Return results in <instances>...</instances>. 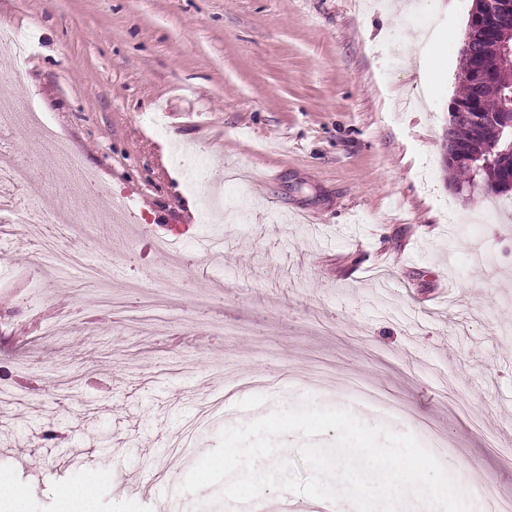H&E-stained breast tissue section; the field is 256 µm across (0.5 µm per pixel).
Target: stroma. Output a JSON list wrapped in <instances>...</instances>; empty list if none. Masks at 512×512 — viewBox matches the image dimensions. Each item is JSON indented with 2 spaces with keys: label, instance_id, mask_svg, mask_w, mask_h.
<instances>
[{
  "label": "stroma",
  "instance_id": "35a3bbf8",
  "mask_svg": "<svg viewBox=\"0 0 512 512\" xmlns=\"http://www.w3.org/2000/svg\"><path fill=\"white\" fill-rule=\"evenodd\" d=\"M422 3L413 22L398 0H0L33 42L0 97H38L129 197L127 219L98 213L103 280L38 270L55 229L8 227L0 474L24 512H63L91 471L93 512H161L224 428L309 401L512 499V212L443 167L473 0ZM40 137L10 133L25 190L67 206ZM154 230L181 239L154 252ZM207 234L224 251L203 262Z\"/></svg>",
  "mask_w": 512,
  "mask_h": 512
}]
</instances>
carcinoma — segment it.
Returning a JSON list of instances; mask_svg holds the SVG:
<instances>
[{
  "mask_svg": "<svg viewBox=\"0 0 512 512\" xmlns=\"http://www.w3.org/2000/svg\"><path fill=\"white\" fill-rule=\"evenodd\" d=\"M472 45L473 51L497 73V77L480 92L483 111L503 115L512 121V67L504 66L493 42L484 39L482 33L475 32ZM445 138L448 141L446 170L458 186L465 187L474 180L476 166L483 163L490 147L495 145L506 150L512 146V126L497 122L476 129L467 123L450 124Z\"/></svg>",
  "mask_w": 512,
  "mask_h": 512,
  "instance_id": "obj_1",
  "label": "carcinoma"
}]
</instances>
